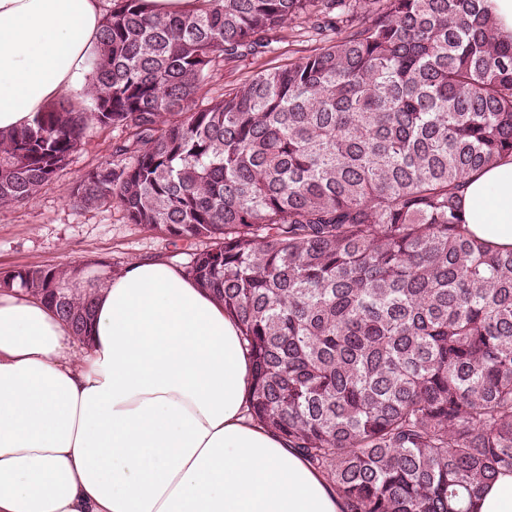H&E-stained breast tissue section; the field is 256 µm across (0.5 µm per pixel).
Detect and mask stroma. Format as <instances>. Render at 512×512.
I'll use <instances>...</instances> for the list:
<instances>
[{"label":"stroma","instance_id":"stroma-1","mask_svg":"<svg viewBox=\"0 0 512 512\" xmlns=\"http://www.w3.org/2000/svg\"><path fill=\"white\" fill-rule=\"evenodd\" d=\"M310 48L305 41L283 42L272 54L216 62L211 69L212 92L221 94L263 65L287 63ZM120 137V132L90 125L81 146L35 200L0 209V278L22 268L69 269L82 262L88 264L89 274L95 275L143 258H161L180 269L186 266L192 251L189 243L128 223L119 205L83 209L74 203V186L111 155Z\"/></svg>","mask_w":512,"mask_h":512}]
</instances>
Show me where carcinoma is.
I'll use <instances>...</instances> for the list:
<instances>
[{"mask_svg": "<svg viewBox=\"0 0 512 512\" xmlns=\"http://www.w3.org/2000/svg\"><path fill=\"white\" fill-rule=\"evenodd\" d=\"M321 45L207 100L217 59ZM87 110L0 131V208L34 200L94 123L123 138L74 187L204 240L184 272L240 323L250 416L346 512H472L512 472V249L467 234L464 180L512 155V41L485 0H112ZM85 335L99 279L4 278Z\"/></svg>", "mask_w": 512, "mask_h": 512, "instance_id": "obj_1", "label": "carcinoma"}]
</instances>
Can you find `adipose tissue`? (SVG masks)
Masks as SVG:
<instances>
[{
    "mask_svg": "<svg viewBox=\"0 0 512 512\" xmlns=\"http://www.w3.org/2000/svg\"><path fill=\"white\" fill-rule=\"evenodd\" d=\"M108 0H0V131L80 89ZM469 230L512 248V156L469 174ZM85 338L0 289V512H345L247 413L221 302L159 258L102 272Z\"/></svg>",
    "mask_w": 512,
    "mask_h": 512,
    "instance_id": "adipose-tissue-1",
    "label": "adipose tissue"
}]
</instances>
